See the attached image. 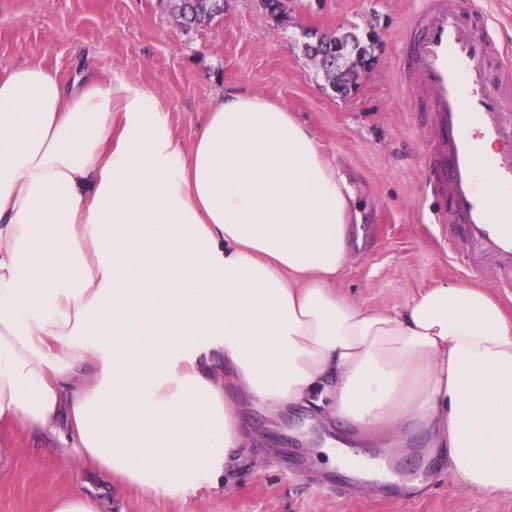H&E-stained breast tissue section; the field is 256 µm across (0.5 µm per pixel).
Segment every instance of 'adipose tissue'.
<instances>
[{"label": "adipose tissue", "instance_id": "adipose-tissue-1", "mask_svg": "<svg viewBox=\"0 0 512 512\" xmlns=\"http://www.w3.org/2000/svg\"><path fill=\"white\" fill-rule=\"evenodd\" d=\"M169 112L121 78L0 73V422L183 498L223 485L245 410L324 405L511 496L512 313L458 286L340 295L355 194L315 136L243 92L188 147Z\"/></svg>", "mask_w": 512, "mask_h": 512}]
</instances>
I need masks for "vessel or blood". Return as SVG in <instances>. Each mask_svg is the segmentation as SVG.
<instances>
[{
	"instance_id": "b4317fda",
	"label": "vessel or blood",
	"mask_w": 512,
	"mask_h": 512,
	"mask_svg": "<svg viewBox=\"0 0 512 512\" xmlns=\"http://www.w3.org/2000/svg\"><path fill=\"white\" fill-rule=\"evenodd\" d=\"M400 62L423 111L434 117V152L425 178L437 205L436 224L456 225L465 268L495 261L512 288V210L493 206L487 183L512 191V114L488 39L457 0H419L399 34ZM494 153H485V144Z\"/></svg>"
}]
</instances>
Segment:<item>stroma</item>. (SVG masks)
<instances>
[{"label":"stroma","mask_w":512,"mask_h":512,"mask_svg":"<svg viewBox=\"0 0 512 512\" xmlns=\"http://www.w3.org/2000/svg\"><path fill=\"white\" fill-rule=\"evenodd\" d=\"M486 21L496 49L512 48V0H464ZM414 0H288L279 22L257 0H224L211 24L182 28L165 0H0V70L39 62L67 82L83 73L140 84L163 97L170 121L191 144L225 91L275 100L294 112L340 163L356 199L355 258L337 291L361 306L389 310L438 284L468 285L453 225L425 223L422 179L435 148L429 113L405 81L396 33ZM357 30L382 48L348 96L336 94L304 55L305 33ZM252 442L219 488L183 499L157 498L90 474L55 443L0 425V512H49L57 499L90 482L100 512H512V496L457 484L446 460L417 441L405 456L373 452L371 466L390 467L397 482L359 481L317 456L334 439L321 410L278 417L250 411Z\"/></svg>","instance_id":"35a3bbf8"}]
</instances>
